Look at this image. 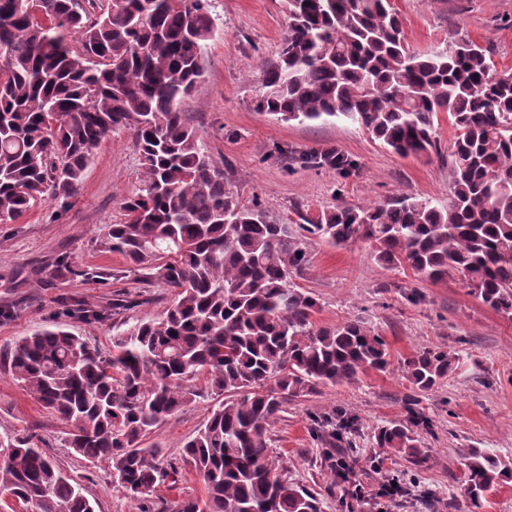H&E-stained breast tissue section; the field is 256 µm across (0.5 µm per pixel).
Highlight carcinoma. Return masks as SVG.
Returning a JSON list of instances; mask_svg holds the SVG:
<instances>
[{
  "instance_id": "obj_1",
  "label": "carcinoma",
  "mask_w": 512,
  "mask_h": 512,
  "mask_svg": "<svg viewBox=\"0 0 512 512\" xmlns=\"http://www.w3.org/2000/svg\"><path fill=\"white\" fill-rule=\"evenodd\" d=\"M210 2L0 0V223L73 195L96 147L130 130L143 178L100 247L173 295L162 317L112 336L107 354L58 326L1 350L0 367L70 426L72 454L108 464L114 487L139 502L161 485L176 487L179 475L145 438L195 399L224 397L181 450L204 494L146 512H324L318 494L280 465L269 426L285 402L384 372L392 358L362 319L315 324L316 299L292 281L307 255L291 227L226 188L179 111L205 73ZM283 7L288 28L278 60L264 69L257 111L286 122L344 118L402 156L436 147L441 113L455 129L448 206L412 196L374 208L343 204L300 229L336 246L368 242L378 263L425 280L457 272L512 319V71L497 70L488 46L458 32L441 49L412 48L392 0ZM62 305L88 324L127 308ZM459 360L445 347L398 360L410 386L407 416L373 428L376 489L350 482L358 419L339 412L314 423L346 496H415L440 512L434 493L411 487L408 472L384 461L399 457L415 469L427 462L422 435L435 431L418 395L439 387ZM465 467L467 512L512 480V458L483 448L468 449ZM0 489L23 512H96L83 488L25 439L0 438Z\"/></svg>"
}]
</instances>
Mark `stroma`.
Masks as SVG:
<instances>
[{
	"label": "stroma",
	"mask_w": 512,
	"mask_h": 512,
	"mask_svg": "<svg viewBox=\"0 0 512 512\" xmlns=\"http://www.w3.org/2000/svg\"><path fill=\"white\" fill-rule=\"evenodd\" d=\"M281 5V0H212L216 25L205 75L180 103L214 165L223 171L226 186L242 202L259 203L271 219L292 227L341 203L378 206L407 194L447 204L454 140L447 115L439 117L436 150L417 158L397 155L344 119L297 124L256 111L262 67L275 60L288 25ZM393 5L411 47L441 48L459 31L489 44L499 68H512V0H394ZM332 150L352 161V169L303 161L305 155ZM141 170L132 133H113L95 149L79 190L68 200L43 201L16 223L0 224V308L15 311L13 318L0 320V350L21 336L61 325L106 351L125 323L165 312L172 299L168 288L129 273L122 255L99 246L105 226L123 221V198L138 187ZM302 245L307 263L294 283L316 298L318 325L364 319L379 330L396 360L423 347L459 351L456 371L420 397L437 430L424 440L431 454L416 478L440 498V512H465L468 448L512 452V319L472 295L460 275L422 280L410 270L377 263L363 241L336 246L309 235ZM63 257L76 274L48 278ZM97 268L107 273V280L82 277V270ZM63 298L96 308L126 299L132 306L108 321L87 325L60 314ZM409 391L394 368L367 372L352 384L319 387L278 414L270 429L272 446L290 478L319 493L327 503L325 512H338L342 491L331 484L312 419L340 410L358 418L357 455L365 465L356 480L373 486L379 477L366 465L377 453L371 429L403 419ZM214 402L211 396L197 399L147 436L146 445L161 448L181 472L178 491L161 486L157 498L203 494L202 477L180 452ZM68 431L64 421L0 371V435L33 439L78 480L98 512H137L114 488L107 466L88 469L71 455Z\"/></svg>",
	"instance_id": "stroma-1"
}]
</instances>
